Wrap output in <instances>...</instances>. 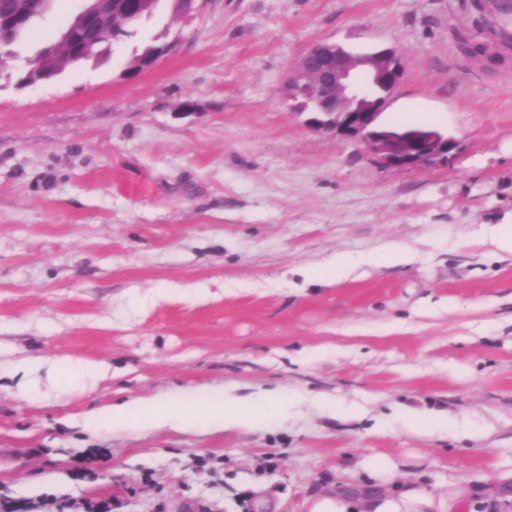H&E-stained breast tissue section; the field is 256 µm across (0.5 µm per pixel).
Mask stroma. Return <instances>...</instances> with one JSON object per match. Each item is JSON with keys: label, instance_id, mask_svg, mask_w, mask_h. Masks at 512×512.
Returning a JSON list of instances; mask_svg holds the SVG:
<instances>
[{"label": "stroma", "instance_id": "obj_1", "mask_svg": "<svg viewBox=\"0 0 512 512\" xmlns=\"http://www.w3.org/2000/svg\"><path fill=\"white\" fill-rule=\"evenodd\" d=\"M464 6L208 0L188 22L162 0L100 60L0 89V364L117 372L35 399L23 378L0 382V498L306 512L387 458L448 512H512V252L494 243L512 226V63L459 50ZM79 7L56 0L20 57ZM318 41L396 48L405 77L384 120L462 153L387 167L309 128L287 81ZM342 257L362 265L306 279ZM220 388L276 391L288 412L224 432L83 425L115 402ZM410 410L448 425L409 429Z\"/></svg>", "mask_w": 512, "mask_h": 512}]
</instances>
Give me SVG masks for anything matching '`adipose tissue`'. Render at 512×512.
<instances>
[{"instance_id": "ef3b65f1", "label": "adipose tissue", "mask_w": 512, "mask_h": 512, "mask_svg": "<svg viewBox=\"0 0 512 512\" xmlns=\"http://www.w3.org/2000/svg\"><path fill=\"white\" fill-rule=\"evenodd\" d=\"M283 409V397L274 391L237 396L225 391L191 395L185 399L116 402L93 413L89 428L137 430L145 427L181 429L191 424L218 431L257 426V404ZM375 484L355 498L323 492L311 499L308 512H427L433 498L409 484H399L395 466L387 459L366 465Z\"/></svg>"}]
</instances>
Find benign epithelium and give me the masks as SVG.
<instances>
[{"label":"benign epithelium","mask_w":512,"mask_h":512,"mask_svg":"<svg viewBox=\"0 0 512 512\" xmlns=\"http://www.w3.org/2000/svg\"><path fill=\"white\" fill-rule=\"evenodd\" d=\"M82 7L61 33L57 54L69 63L85 50L75 48L78 33L89 29L101 36L112 33V17L133 22L152 13L157 0H81ZM206 0H173L176 12L190 19ZM31 16L15 12L0 16V44L13 32L27 27ZM65 68L45 62L22 84L30 87L50 81ZM401 54L392 48L354 55L336 44L315 43L300 57L288 77V96L295 109L309 115L310 128L354 138L369 148L381 163L392 167L435 168L447 165L461 143L437 129L403 127L385 123L382 114L404 79Z\"/></svg>","instance_id":"7a95c632"}]
</instances>
